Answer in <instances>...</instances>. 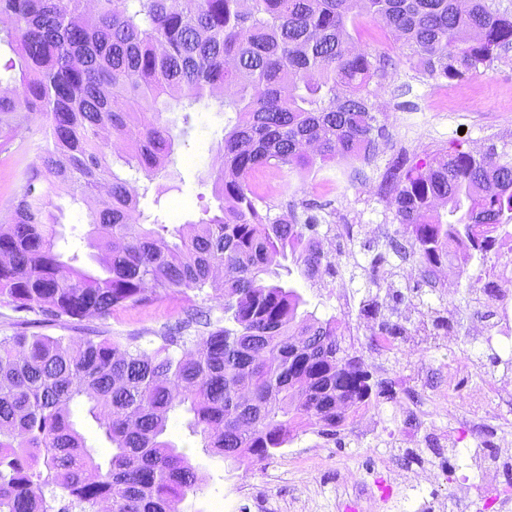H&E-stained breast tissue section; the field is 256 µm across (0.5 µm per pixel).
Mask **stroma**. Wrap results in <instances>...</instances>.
Listing matches in <instances>:
<instances>
[{"label":"stroma","instance_id":"1","mask_svg":"<svg viewBox=\"0 0 512 512\" xmlns=\"http://www.w3.org/2000/svg\"><path fill=\"white\" fill-rule=\"evenodd\" d=\"M354 39L373 58L392 61L376 84L390 102L389 110L377 115L388 142L367 164L340 158L285 175L269 169V176H281L282 184L264 194L263 201L277 213L308 203L320 224L351 225V238L336 240L332 271L309 278L295 267L289 280L306 312L341 321L342 347L375 379L390 382L393 394L373 399L336 436L309 432L264 461L246 455L233 464L208 454L188 429L189 414L176 409L166 436L206 476L201 488L186 497L182 512H211L218 505L223 512H244L245 499L257 493L270 499L273 512H512V506L502 510L494 504L498 482H478L468 454L481 445L488 457L512 461V408L505 404L512 399V367L504 365L512 357V320L487 319L497 299L480 291L466 301L455 289L433 292L417 259L390 252L386 268L402 298L395 301L383 292L377 299L385 317L401 322L407 333L389 346L379 345L373 338L376 322L361 314L372 297L367 285L374 249L397 228L394 210L379 192L386 170L399 160L409 166L425 161L443 148L468 151L477 142L511 148L512 48L483 73L446 81L418 71L373 21L362 20ZM167 118L178 142L173 184L141 178L136 186L144 191L141 213L175 227L219 205L209 174L216 166L225 115L212 102ZM39 138L34 130L22 138H0V215L10 213L24 172L36 157L32 143ZM56 202L63 208V256L79 254L81 266H92L96 249L90 244L86 208L64 194ZM185 305L183 295L175 294L106 317L59 323L0 299V336L23 331L121 342L135 336L150 351L165 327L182 318ZM435 319L442 322L436 341L422 342L417 326ZM477 414L489 432L471 426Z\"/></svg>","mask_w":512,"mask_h":512}]
</instances>
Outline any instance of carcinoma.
<instances>
[{"instance_id": "1", "label": "carcinoma", "mask_w": 512, "mask_h": 512, "mask_svg": "<svg viewBox=\"0 0 512 512\" xmlns=\"http://www.w3.org/2000/svg\"><path fill=\"white\" fill-rule=\"evenodd\" d=\"M360 17L379 22L431 78L487 69L512 45V8L500 0H0L4 42L0 132L40 121L37 162L0 225V298L51 322L107 316L183 294L184 317L153 351L138 337L0 336V512H181L204 476L165 439L170 412L191 414L205 450L264 460L313 430L334 436L389 383L347 354L341 322L298 314L304 301L277 280L276 258L309 277L329 266L312 246L318 219L258 207L266 167L311 170L373 158L387 141L371 83L384 77L353 48ZM206 98L232 114L211 173L219 212L173 230L130 223L128 172L151 179L171 163L162 122L173 100ZM89 210L94 274L61 259L54 196ZM384 193L397 254L426 271L463 242L486 256L512 221V155L440 150L392 165ZM176 241L169 242L165 233ZM223 296L213 320L188 292ZM88 414L111 444L99 461L72 420Z\"/></svg>"}]
</instances>
